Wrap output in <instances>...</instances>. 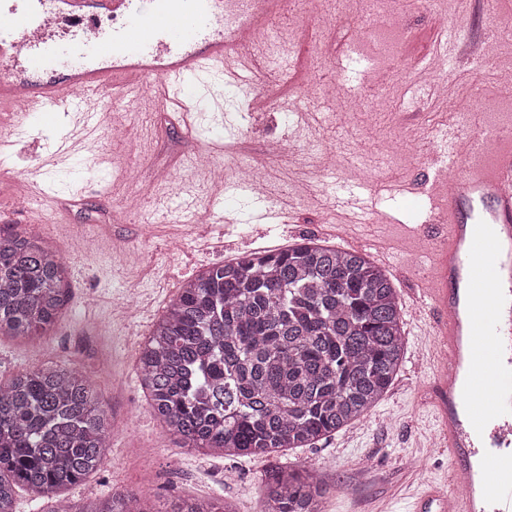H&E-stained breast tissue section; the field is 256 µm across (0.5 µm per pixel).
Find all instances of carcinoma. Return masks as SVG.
<instances>
[{
    "mask_svg": "<svg viewBox=\"0 0 512 512\" xmlns=\"http://www.w3.org/2000/svg\"><path fill=\"white\" fill-rule=\"evenodd\" d=\"M68 267L16 225L0 233V333L46 336L66 313ZM402 309L369 255L309 238L258 250L187 280L141 348L138 372L156 417L184 448L221 457L308 448L362 421L399 374ZM112 424L74 368L0 381V512L26 489L50 512H155L138 494L77 505L63 491L98 471ZM259 512H322L313 473L276 467ZM168 512H236L184 498Z\"/></svg>",
    "mask_w": 512,
    "mask_h": 512,
    "instance_id": "carcinoma-1",
    "label": "carcinoma"
}]
</instances>
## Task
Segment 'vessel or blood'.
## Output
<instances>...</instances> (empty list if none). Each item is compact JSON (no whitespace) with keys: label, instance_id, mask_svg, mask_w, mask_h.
<instances>
[{"label":"vessel or blood","instance_id":"b4317fda","mask_svg":"<svg viewBox=\"0 0 512 512\" xmlns=\"http://www.w3.org/2000/svg\"><path fill=\"white\" fill-rule=\"evenodd\" d=\"M212 2L0 0V125L79 110L100 136L121 109L96 96L102 86L149 93L173 110L178 86L204 73L249 83L263 46L246 35L270 30L287 0H236V20L223 30ZM480 51V39L443 37L431 55ZM435 181L447 193L426 238L416 317L440 351L433 385L449 469L447 486L427 485L413 512H512V142L492 131L448 141ZM220 189L254 200L259 218L276 214L250 182L228 179ZM221 196L206 208L208 222L219 221ZM336 208L345 217L338 232L371 221L357 185H340Z\"/></svg>","mask_w":512,"mask_h":512}]
</instances>
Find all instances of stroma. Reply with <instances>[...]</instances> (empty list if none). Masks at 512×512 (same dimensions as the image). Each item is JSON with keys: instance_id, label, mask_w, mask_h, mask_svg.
<instances>
[{"instance_id": "1", "label": "stroma", "mask_w": 512, "mask_h": 512, "mask_svg": "<svg viewBox=\"0 0 512 512\" xmlns=\"http://www.w3.org/2000/svg\"><path fill=\"white\" fill-rule=\"evenodd\" d=\"M288 3L302 10L307 22L299 24L290 14L274 23L273 36L283 52L280 59L263 62L271 80L265 85L263 106L249 122H240L232 103L254 108L252 96L234 91L213 96L218 79L209 75L185 86V104H192L195 91L208 96L190 138L172 113L146 99L124 98L128 138L142 147L143 187L151 209L163 215L152 225L122 214L120 202L134 194L133 186L115 185L107 172L77 157L47 166L60 132L73 130L78 113L41 115L9 134L15 143L14 169L0 175V230L11 227L18 207L16 180L29 171L37 173L40 203L53 208L70 201L64 223H35L31 229L65 254L71 300L66 316L48 336L18 341L0 335V379L41 365L67 364L87 375L112 422L121 427L110 441L102 470L68 490L75 501L90 502L125 486H142L155 512L186 497L226 499L237 512H258L262 477L273 466L289 465L314 472L328 486L322 512H412L423 481L441 484L448 478V451L439 445L433 417L428 365L433 344L418 323L405 325L401 372L366 419L312 447L278 455L224 458L181 447L155 418L139 383L140 341L186 278L256 248L284 249L305 238L337 245L331 199L317 188V149H332L340 168L354 159L370 164L364 185L377 211L371 231L400 265L418 268L419 240L412 231L428 225L437 195L429 128L446 124L459 137H470L469 120L454 115L451 105L471 95L475 111L485 113L490 123L504 129L512 125L506 119L512 96L500 81L503 71H512V39L499 32L501 25L512 24V0ZM385 13L397 16L398 31L379 28L377 20ZM442 27L461 37L473 30L485 36L479 58L465 64L449 87L423 60ZM354 42L375 63V71L361 77L355 92H340L331 100L311 98L310 85L334 78L335 60ZM288 99L318 114L315 129L294 135L279 107ZM215 128L223 130L225 143L233 147L226 163H252L266 193L293 201L292 213L271 224H252L235 200L224 206L217 223L165 219L167 210L181 204L170 192L178 177L193 185L199 206L208 205L210 189L200 185L199 175L185 168L184 160L207 146ZM403 138L412 139L413 148L401 149L383 170H375L381 144ZM273 139L283 140L285 154L268 157L266 147ZM396 183L409 190L393 200L388 189ZM177 237L186 241V248L168 252L169 241ZM139 287L144 290L139 313L123 318L127 289ZM98 324L107 327L101 339L108 355L104 370L94 357H74L86 330ZM143 447L155 451L145 466L137 454Z\"/></svg>"}]
</instances>
